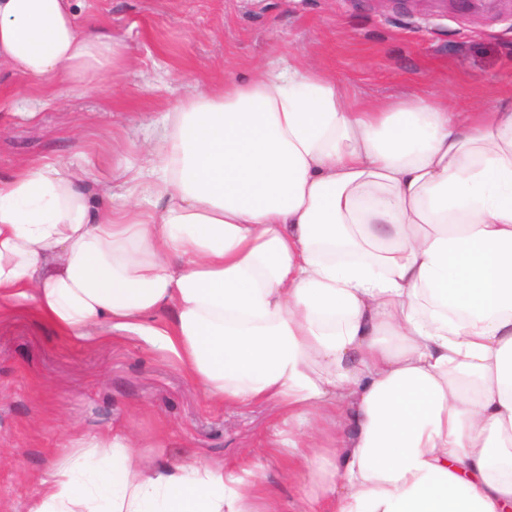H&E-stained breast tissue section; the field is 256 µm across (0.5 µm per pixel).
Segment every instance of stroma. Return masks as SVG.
<instances>
[{
    "mask_svg": "<svg viewBox=\"0 0 512 512\" xmlns=\"http://www.w3.org/2000/svg\"><path fill=\"white\" fill-rule=\"evenodd\" d=\"M122 40L114 77L38 105L0 77V177L34 160L117 175L139 166L190 90L256 65L307 61L357 100L443 94L451 106L512 97V0H84ZM133 433L158 464L236 462L302 512V482L272 440L299 425L270 404L211 403L164 348L138 336H60L19 306L0 313V512H28L72 446Z\"/></svg>",
    "mask_w": 512,
    "mask_h": 512,
    "instance_id": "obj_1",
    "label": "stroma"
}]
</instances>
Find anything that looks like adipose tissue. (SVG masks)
Returning a JSON list of instances; mask_svg holds the SVG:
<instances>
[{
    "mask_svg": "<svg viewBox=\"0 0 512 512\" xmlns=\"http://www.w3.org/2000/svg\"><path fill=\"white\" fill-rule=\"evenodd\" d=\"M126 50L78 0H0V75L44 104ZM17 305L154 337L225 406L276 404L305 427L309 512H512V107L359 105L300 63L189 93L121 192L52 162L0 178ZM29 512L278 510L248 469L104 435Z\"/></svg>",
    "mask_w": 512,
    "mask_h": 512,
    "instance_id": "obj_1",
    "label": "adipose tissue"
}]
</instances>
